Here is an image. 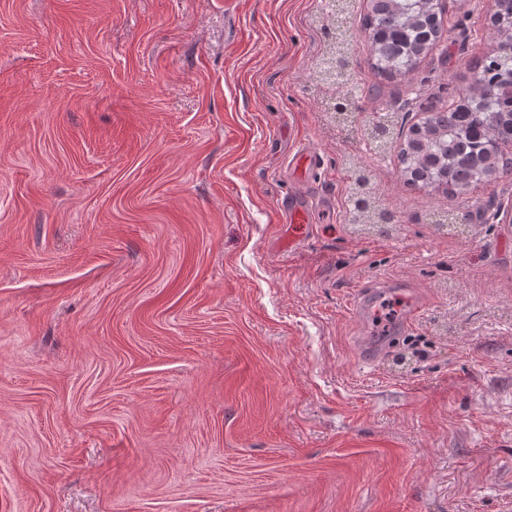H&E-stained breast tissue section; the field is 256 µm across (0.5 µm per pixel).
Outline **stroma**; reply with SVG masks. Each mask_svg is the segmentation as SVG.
<instances>
[{"instance_id":"35a3bbf8","label":"stroma","mask_w":512,"mask_h":512,"mask_svg":"<svg viewBox=\"0 0 512 512\" xmlns=\"http://www.w3.org/2000/svg\"><path fill=\"white\" fill-rule=\"evenodd\" d=\"M452 3L373 98L366 0H0V512H512V174L413 188L373 138L494 45ZM364 288L420 304L371 364ZM308 204L300 197H290L282 200L279 214L286 224H308Z\"/></svg>"}]
</instances>
